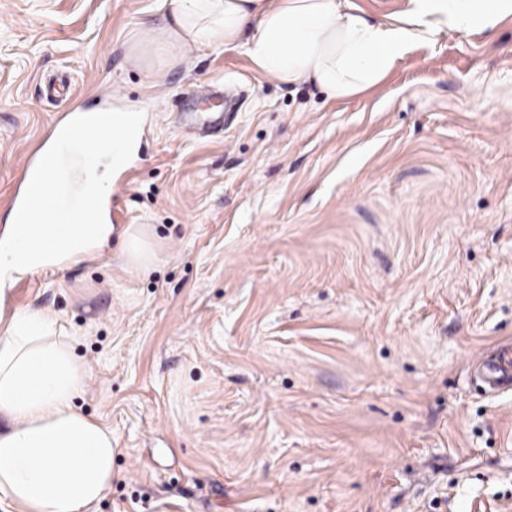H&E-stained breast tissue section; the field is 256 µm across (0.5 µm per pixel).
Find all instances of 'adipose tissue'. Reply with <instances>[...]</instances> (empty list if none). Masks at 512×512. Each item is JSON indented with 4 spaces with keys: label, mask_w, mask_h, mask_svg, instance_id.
Listing matches in <instances>:
<instances>
[{
    "label": "adipose tissue",
    "mask_w": 512,
    "mask_h": 512,
    "mask_svg": "<svg viewBox=\"0 0 512 512\" xmlns=\"http://www.w3.org/2000/svg\"><path fill=\"white\" fill-rule=\"evenodd\" d=\"M395 22L375 23L340 10L336 0H169L168 33L183 42L227 46L246 40L255 67L331 98L366 92L408 51L417 29L495 28L512 0H411ZM88 119L123 121L125 139L94 151L56 127L44 146L56 166L57 200L78 212L85 193L107 199L112 182L100 165L121 168L137 146L139 121L91 111ZM112 241L107 215L83 224H7L0 230V502L20 512H87L112 483V432L75 405L86 374L69 335L48 311L13 307L15 285L42 270L79 263Z\"/></svg>",
    "instance_id": "1"
}]
</instances>
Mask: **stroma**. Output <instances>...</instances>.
Listing matches in <instances>:
<instances>
[{"label": "stroma", "instance_id": "obj_1", "mask_svg": "<svg viewBox=\"0 0 512 512\" xmlns=\"http://www.w3.org/2000/svg\"><path fill=\"white\" fill-rule=\"evenodd\" d=\"M168 22L0 0V227L64 112L142 116L111 245L14 291L56 313L112 430L92 512H512V387L483 380L512 348V16L336 100Z\"/></svg>", "mask_w": 512, "mask_h": 512}]
</instances>
